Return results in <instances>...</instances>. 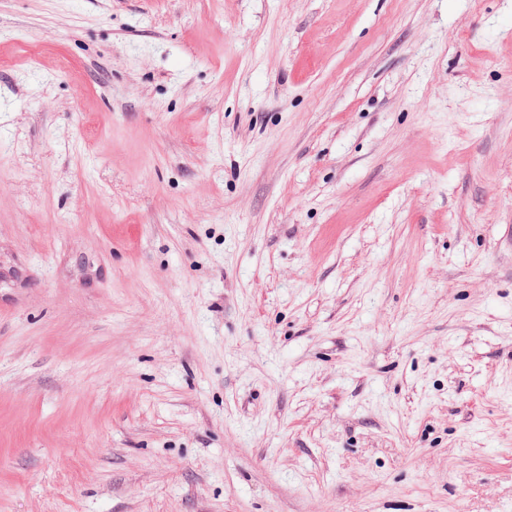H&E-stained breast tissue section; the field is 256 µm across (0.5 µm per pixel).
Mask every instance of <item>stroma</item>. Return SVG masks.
I'll return each instance as SVG.
<instances>
[{
  "label": "stroma",
  "mask_w": 512,
  "mask_h": 512,
  "mask_svg": "<svg viewBox=\"0 0 512 512\" xmlns=\"http://www.w3.org/2000/svg\"><path fill=\"white\" fill-rule=\"evenodd\" d=\"M0 512H512V0H0Z\"/></svg>",
  "instance_id": "1"
}]
</instances>
